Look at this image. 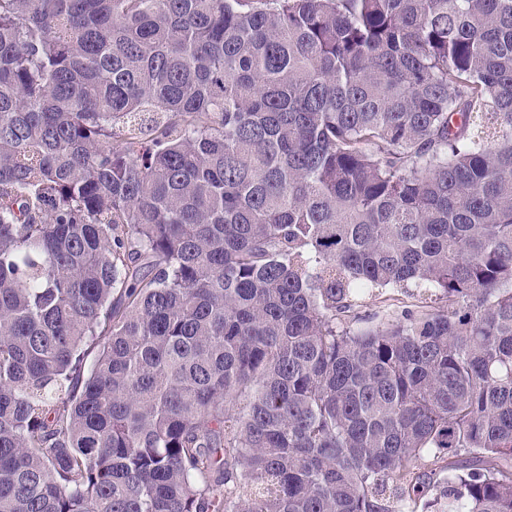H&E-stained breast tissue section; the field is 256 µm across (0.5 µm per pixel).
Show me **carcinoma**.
Masks as SVG:
<instances>
[{
    "label": "carcinoma",
    "instance_id": "carcinoma-1",
    "mask_svg": "<svg viewBox=\"0 0 512 512\" xmlns=\"http://www.w3.org/2000/svg\"><path fill=\"white\" fill-rule=\"evenodd\" d=\"M418 506L512 512V0H0V512ZM417 298H413L408 296L407 294H403L393 290H383V291H373V293L366 294V297L363 301V307L358 309V312L361 316L374 317L372 321L376 320L377 316H382L383 314L392 313L398 309V306H402L404 304L411 305L417 304Z\"/></svg>",
    "mask_w": 512,
    "mask_h": 512
}]
</instances>
